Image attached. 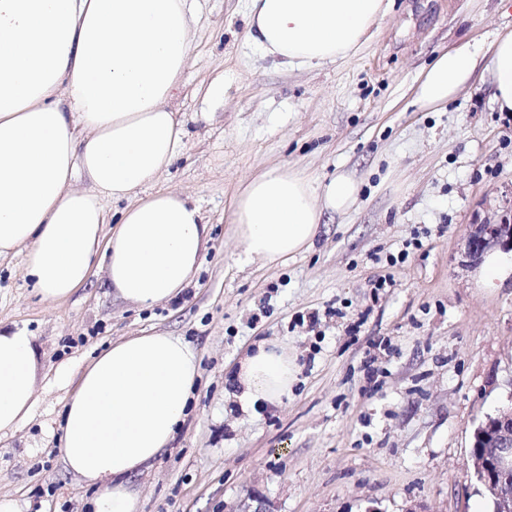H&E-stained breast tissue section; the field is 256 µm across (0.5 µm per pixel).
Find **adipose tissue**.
<instances>
[{
    "instance_id": "ef3b65f1",
    "label": "adipose tissue",
    "mask_w": 512,
    "mask_h": 512,
    "mask_svg": "<svg viewBox=\"0 0 512 512\" xmlns=\"http://www.w3.org/2000/svg\"><path fill=\"white\" fill-rule=\"evenodd\" d=\"M388 0H248L252 42L293 67L356 53ZM188 0H0V257L24 249L26 275L46 301L69 298L95 261L123 299L150 306L188 284L207 239L200 207L140 188L172 165L185 134L168 105L191 49ZM480 62L470 43L435 56L416 99L444 104ZM487 70L499 111L512 112V31L498 35ZM84 188H76L77 180ZM358 187L337 175L314 186L281 168L240 184L235 234L248 257L285 261L312 247L324 212L343 213ZM122 203L109 224L106 202ZM179 337L152 333L90 359L63 413L62 460L99 485L93 512H139L134 475L173 440L198 375ZM296 356L263 340L233 383L249 409L282 404ZM33 338L0 327V434L32 414Z\"/></svg>"
}]
</instances>
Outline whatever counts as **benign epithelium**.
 Returning a JSON list of instances; mask_svg holds the SVG:
<instances>
[{"label": "benign epithelium", "mask_w": 512, "mask_h": 512, "mask_svg": "<svg viewBox=\"0 0 512 512\" xmlns=\"http://www.w3.org/2000/svg\"><path fill=\"white\" fill-rule=\"evenodd\" d=\"M512 251V215L494 223L471 225L466 239V256L474 263L494 248ZM482 448L471 450L475 481L493 503V512H512V406L479 423Z\"/></svg>", "instance_id": "1"}]
</instances>
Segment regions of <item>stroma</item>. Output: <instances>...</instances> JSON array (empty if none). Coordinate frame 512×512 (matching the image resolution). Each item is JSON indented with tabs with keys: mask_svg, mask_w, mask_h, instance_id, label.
Listing matches in <instances>:
<instances>
[{
	"mask_svg": "<svg viewBox=\"0 0 512 512\" xmlns=\"http://www.w3.org/2000/svg\"><path fill=\"white\" fill-rule=\"evenodd\" d=\"M247 0H196L190 61L171 100L187 134L145 191L200 208L208 243L182 296L150 307L113 295L103 268L67 300H41L23 253L0 258V325L38 354L36 404L0 439V500L19 512H84L95 489L67 470L64 406L113 341L164 333L197 356L185 420L134 477L141 512H491L470 471L473 432L512 405V252L502 271L467 262L471 225L512 211V115L488 73L448 103L416 100L439 52L470 43L489 61L512 30L502 0H393L346 59L291 68L249 40ZM338 173L356 203L326 216L312 249L239 262L231 199L252 174ZM317 322H310V315ZM272 339L297 357L281 405L229 395L239 359Z\"/></svg>",
	"mask_w": 512,
	"mask_h": 512,
	"instance_id": "obj_1",
	"label": "stroma"
}]
</instances>
